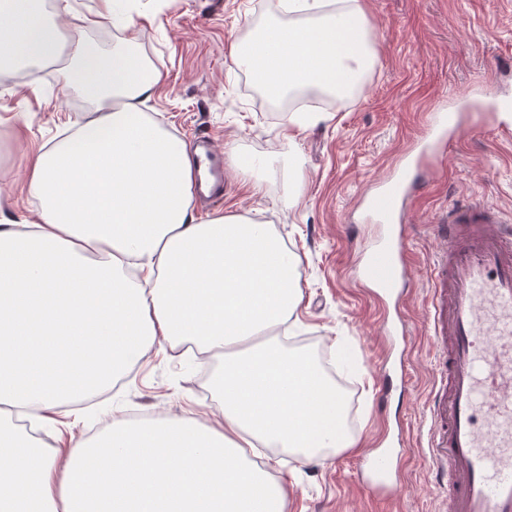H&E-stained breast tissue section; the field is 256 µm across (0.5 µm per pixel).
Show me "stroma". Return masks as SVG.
<instances>
[{"instance_id":"35a3bbf8","label":"stroma","mask_w":512,"mask_h":512,"mask_svg":"<svg viewBox=\"0 0 512 512\" xmlns=\"http://www.w3.org/2000/svg\"><path fill=\"white\" fill-rule=\"evenodd\" d=\"M374 33L376 62L352 96L322 97L319 121L284 139L289 115L251 92L231 66V42L290 21L271 0H139L132 39L109 26L88 24L86 44L103 57L128 45L162 86L146 111L183 141L210 135L223 152L224 192L200 198V217L242 214L266 223L298 258L301 301L281 331L282 344L324 359L356 402L353 447L306 458L279 448L269 454L286 490V512H445L448 491L427 457L429 399L440 382L443 352L430 339L427 288L441 244L432 226L450 207L480 200L498 207L512 227V139L497 130L512 114L474 118L434 162L410 178L417 191L404 224L405 288L398 309L384 307L355 277L360 253L377 234L364 223L361 201L388 178L404 153L425 138L430 115L475 90L487 101L496 87L512 92V0H363ZM70 58L48 75L0 70V210L20 221L36 218L38 202L26 185L29 159L74 133L89 106L66 87ZM298 155L302 189L288 183V157ZM260 158L263 183L254 195L236 158ZM221 364L162 345L114 383L65 407L43 410L41 441L65 456L76 439L112 420L155 415L215 420L211 379ZM385 447L402 458L398 504L363 488L357 468L368 450Z\"/></svg>"}]
</instances>
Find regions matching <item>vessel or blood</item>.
<instances>
[{"label": "vessel or blood", "instance_id": "obj_1", "mask_svg": "<svg viewBox=\"0 0 512 512\" xmlns=\"http://www.w3.org/2000/svg\"><path fill=\"white\" fill-rule=\"evenodd\" d=\"M411 191L405 180L386 182L364 199L370 218L401 217ZM501 221L494 206L470 201L452 206L436 227L443 248L429 320L447 373L429 404L428 456L448 481V512H512V235L498 230ZM358 273L378 297L400 293L402 239L364 251ZM365 465L366 484L400 495L391 454Z\"/></svg>", "mask_w": 512, "mask_h": 512}]
</instances>
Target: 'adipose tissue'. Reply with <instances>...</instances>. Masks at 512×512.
Returning <instances> with one entry per match:
<instances>
[{
	"label": "adipose tissue",
	"instance_id": "adipose-tissue-1",
	"mask_svg": "<svg viewBox=\"0 0 512 512\" xmlns=\"http://www.w3.org/2000/svg\"><path fill=\"white\" fill-rule=\"evenodd\" d=\"M282 4L306 23L266 27L235 45L231 65L272 98L355 92L374 63L361 0ZM61 30L30 0H0V56L71 57L69 84L95 107L34 158L36 221L0 215V512H285L280 482L246 449L312 457L351 445L324 369L275 335L299 302L297 261L245 216L198 219L194 156L144 111L159 75L137 53L106 61ZM159 339L221 361L223 430L116 422L60 461L16 424L22 410L110 384Z\"/></svg>",
	"mask_w": 512,
	"mask_h": 512
}]
</instances>
